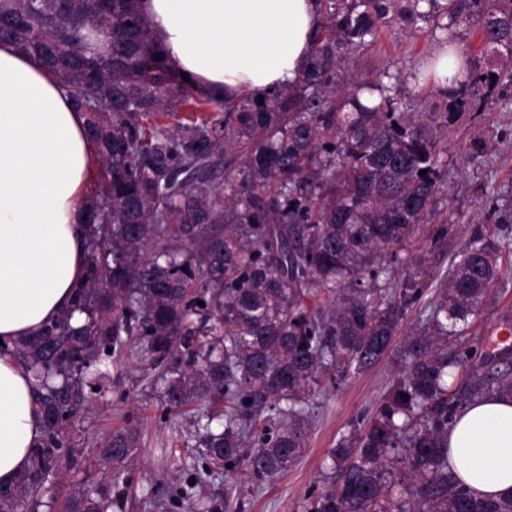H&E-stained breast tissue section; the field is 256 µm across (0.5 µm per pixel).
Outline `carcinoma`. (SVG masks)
<instances>
[{
  "label": "carcinoma",
  "mask_w": 512,
  "mask_h": 512,
  "mask_svg": "<svg viewBox=\"0 0 512 512\" xmlns=\"http://www.w3.org/2000/svg\"><path fill=\"white\" fill-rule=\"evenodd\" d=\"M140 2L0 0V42L57 73L102 159L86 277L66 313L13 343L43 434L0 486V512H37L50 476L81 470L74 425L133 336L166 363L164 414L207 409L203 473L240 467L253 485L297 462L315 397L397 351L400 373L331 452L335 481L313 512H402L394 495L417 512H512V497H477L448 470L453 417L512 395L511 355L491 362L449 344L512 265V196L494 205L495 223L470 225L434 289L397 273L411 262L403 243L442 200L443 130L473 111L472 87L512 90V0H317L302 73L261 103L185 81ZM390 23H422L450 48L472 24L499 62L448 63L431 122L402 106L390 69L347 76L350 54ZM318 293L328 306L308 308ZM414 309L419 327L396 340ZM139 434L128 417L98 449L107 479L53 495L56 512H123Z\"/></svg>",
  "instance_id": "obj_1"
}]
</instances>
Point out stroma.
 <instances>
[{"instance_id": "stroma-1", "label": "stroma", "mask_w": 512, "mask_h": 512, "mask_svg": "<svg viewBox=\"0 0 512 512\" xmlns=\"http://www.w3.org/2000/svg\"><path fill=\"white\" fill-rule=\"evenodd\" d=\"M437 50L427 30L397 24L382 28L368 51L352 56L350 67L358 78L372 76L389 63L408 74L418 72V79L401 85V97L413 111L429 112L440 100L425 77L427 64ZM477 138L485 139L490 151L465 160L463 149ZM442 147L447 161V188L431 222L447 223L448 234L437 242L424 235L409 245L407 254L413 259L409 271L413 274L445 272L451 258L461 250L469 225L486 220L489 202L512 190V94L504 99L488 98L469 120L449 124ZM462 329L467 345L487 352L500 349L492 333H512V270L504 271L501 285L493 288L479 314L468 317ZM399 368L397 356H389L371 370L318 396L311 430L298 461L262 487L245 486L246 512H309L314 499L329 483L330 451L343 435L363 426ZM160 371V365L141 359L135 344H127L115 355L102 394L77 427L87 447L79 477L85 488L92 489L103 478L98 446L125 424L127 413L140 417L134 483L124 512H184L189 502L202 496H224L228 486L236 482L235 477L218 470L207 476L205 484H196L193 476L199 453L188 433L201 408L190 406L169 419H161L157 411L159 387L155 383ZM160 485L168 488L169 495L158 502L153 491Z\"/></svg>"}]
</instances>
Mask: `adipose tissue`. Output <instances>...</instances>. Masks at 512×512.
I'll use <instances>...</instances> for the list:
<instances>
[{
	"label": "adipose tissue",
	"instance_id": "ef3b65f1",
	"mask_svg": "<svg viewBox=\"0 0 512 512\" xmlns=\"http://www.w3.org/2000/svg\"><path fill=\"white\" fill-rule=\"evenodd\" d=\"M168 62L203 90L262 96L292 83L312 49L316 0H143ZM99 154L59 77L0 42V341L35 335L70 306L86 265L87 196ZM33 377L0 351V484L41 436ZM448 468L476 491L512 496V397L463 407Z\"/></svg>",
	"mask_w": 512,
	"mask_h": 512
}]
</instances>
